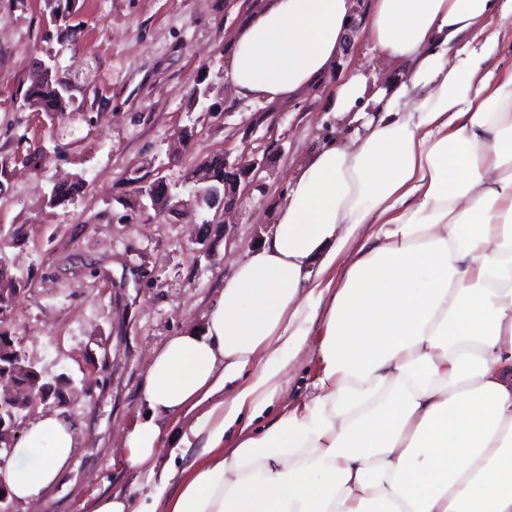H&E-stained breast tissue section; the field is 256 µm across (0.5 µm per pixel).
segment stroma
Returning a JSON list of instances; mask_svg holds the SVG:
<instances>
[{"label":"stroma","mask_w":512,"mask_h":512,"mask_svg":"<svg viewBox=\"0 0 512 512\" xmlns=\"http://www.w3.org/2000/svg\"><path fill=\"white\" fill-rule=\"evenodd\" d=\"M244 14L227 0H0V228L25 231L0 239V266L22 284L0 329L44 375L70 379L64 406L36 404L25 421L58 410L79 433L57 484L41 501L13 502V512H89L95 491L131 486L118 450L142 409L150 351L202 323L233 259L270 229L271 207L299 163L327 138L352 135L353 124L327 109L347 75L386 85L411 73L354 32L317 87L279 105L275 175L265 196L244 200L226 235L191 210L143 208L129 183L134 169H163L185 198L184 174L203 160L262 153V143L243 140L258 107L235 101L224 75V46ZM43 64L71 85L75 110L64 118L22 105ZM208 85L216 114L205 118L194 91ZM186 128L192 140L170 158ZM74 175L83 179L78 197L46 206L53 185ZM317 344L309 337L263 424L311 390Z\"/></svg>","instance_id":"35a3bbf8"}]
</instances>
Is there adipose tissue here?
I'll return each mask as SVG.
<instances>
[{"mask_svg": "<svg viewBox=\"0 0 512 512\" xmlns=\"http://www.w3.org/2000/svg\"><path fill=\"white\" fill-rule=\"evenodd\" d=\"M352 12L266 0L224 50L235 97L318 84ZM364 33L409 79L347 78L331 111L380 120L302 161L201 326L154 352L121 450L150 491L92 512H512V70L490 64L512 43V0H372ZM316 333L311 394L254 428ZM174 418L171 448L192 456L180 469L157 464ZM76 446L42 415L0 485L39 500Z\"/></svg>", "mask_w": 512, "mask_h": 512, "instance_id": "obj_1", "label": "adipose tissue"}]
</instances>
